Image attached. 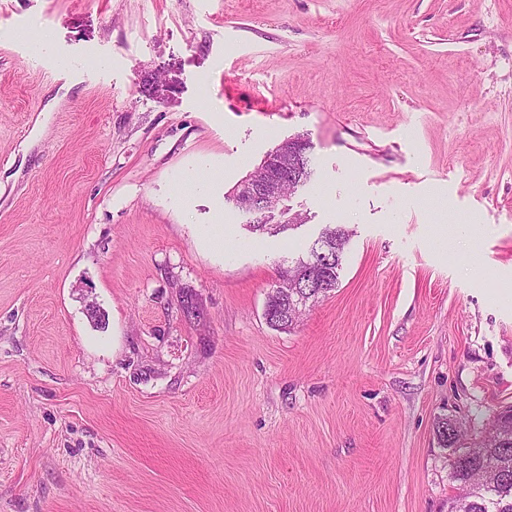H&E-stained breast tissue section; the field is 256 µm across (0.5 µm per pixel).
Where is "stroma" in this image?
<instances>
[{
	"label": "stroma",
	"instance_id": "obj_1",
	"mask_svg": "<svg viewBox=\"0 0 512 512\" xmlns=\"http://www.w3.org/2000/svg\"><path fill=\"white\" fill-rule=\"evenodd\" d=\"M508 405L512 0H0V512H448L439 421ZM241 189L236 191L237 206L243 213L256 217L260 214L262 221L270 223L275 218V213L285 214L286 209L280 208L282 199L268 197L265 187L254 182L250 177L241 183ZM348 240L349 231L343 225L329 224L325 226L319 237L315 240L309 255L307 254L308 256L298 258L288 263L286 267L280 268L279 277H282L284 273H288V283L278 282L275 288L283 289H279L276 292L273 290L268 296L266 304L268 308L267 314L269 312L272 318L267 319V321L272 327L286 329L291 326V322L288 323V325L278 323V319L280 318L279 309L286 304H288L289 307L290 301H294L296 293L300 292L301 295L309 293L307 300L308 302H313L332 291L333 288H297L303 283V277L305 276L310 261L315 260L322 265L324 274L329 279V284L335 285L336 288L339 279V271L341 269L342 255ZM274 318H277V321H273Z\"/></svg>",
	"mask_w": 512,
	"mask_h": 512
}]
</instances>
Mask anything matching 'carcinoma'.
<instances>
[{
  "label": "carcinoma",
  "mask_w": 512,
  "mask_h": 512,
  "mask_svg": "<svg viewBox=\"0 0 512 512\" xmlns=\"http://www.w3.org/2000/svg\"><path fill=\"white\" fill-rule=\"evenodd\" d=\"M349 231L342 225H327L315 240L309 255L280 268L288 281L268 296V323L284 329L276 321L280 308L295 299L296 293L315 301L330 292L301 287L309 262H319L332 285L338 284L342 255ZM442 447L450 450V478L456 494L448 502V512H512V406L505 407L494 419L487 435L468 440L457 423L448 420L438 426Z\"/></svg>",
  "instance_id": "carcinoma-1"
}]
</instances>
